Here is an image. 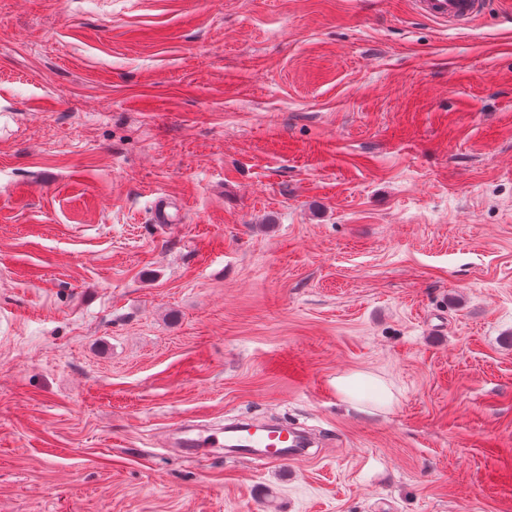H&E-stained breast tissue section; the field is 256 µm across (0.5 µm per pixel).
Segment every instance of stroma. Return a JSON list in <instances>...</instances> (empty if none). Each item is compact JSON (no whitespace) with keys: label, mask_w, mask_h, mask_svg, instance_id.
<instances>
[{"label":"stroma","mask_w":512,"mask_h":512,"mask_svg":"<svg viewBox=\"0 0 512 512\" xmlns=\"http://www.w3.org/2000/svg\"><path fill=\"white\" fill-rule=\"evenodd\" d=\"M0 512H512V0H0ZM424 17L448 26L469 23L483 9V0H413ZM180 208L165 196H157L153 205L154 224H162L164 228H167L168 224H179L181 222ZM372 385L377 391L376 401L391 402L394 394L387 383L379 377L367 373H352L336 378V389L353 408L366 412L367 400L359 394L364 385ZM374 400V401H375ZM178 445L182 448L209 446L234 448L241 458L257 457L265 464H282L295 460L305 453L310 443L297 439L287 425H266L241 421L205 437L190 436L189 431H177Z\"/></svg>","instance_id":"35a3bbf8"}]
</instances>
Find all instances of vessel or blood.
Instances as JSON below:
<instances>
[{"mask_svg": "<svg viewBox=\"0 0 512 512\" xmlns=\"http://www.w3.org/2000/svg\"><path fill=\"white\" fill-rule=\"evenodd\" d=\"M417 11L424 17L449 26L469 23L483 9L484 0H414ZM153 221L157 224H177L181 221L180 209L165 196H157L153 205ZM180 447L234 449L242 458H259L262 462L282 464L304 455L307 441L297 439L288 426L266 425L241 421L224 430L207 436H191L182 431L178 438Z\"/></svg>", "mask_w": 512, "mask_h": 512, "instance_id": "b4317fda", "label": "vessel or blood"}]
</instances>
